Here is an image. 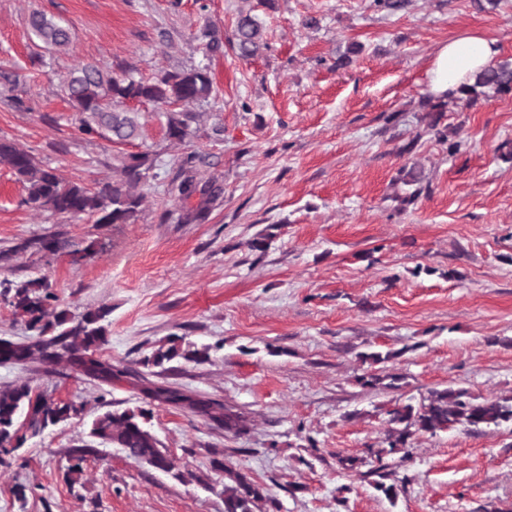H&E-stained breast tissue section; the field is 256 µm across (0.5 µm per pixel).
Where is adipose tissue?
Wrapping results in <instances>:
<instances>
[{"mask_svg":"<svg viewBox=\"0 0 512 512\" xmlns=\"http://www.w3.org/2000/svg\"><path fill=\"white\" fill-rule=\"evenodd\" d=\"M499 54L497 41L478 32L448 40L439 47L427 69L431 92L441 98L456 92L494 65Z\"/></svg>","mask_w":512,"mask_h":512,"instance_id":"adipose-tissue-1","label":"adipose tissue"}]
</instances>
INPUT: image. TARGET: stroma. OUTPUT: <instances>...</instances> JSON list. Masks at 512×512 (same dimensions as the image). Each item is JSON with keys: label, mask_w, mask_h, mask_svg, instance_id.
I'll return each instance as SVG.
<instances>
[{"label": "stroma", "mask_w": 512, "mask_h": 512, "mask_svg": "<svg viewBox=\"0 0 512 512\" xmlns=\"http://www.w3.org/2000/svg\"><path fill=\"white\" fill-rule=\"evenodd\" d=\"M256 3L0 0V137L64 179L110 181L120 151L81 139L61 95L87 63L146 76L207 64L216 95L200 109L224 126L221 140L201 130L174 146L148 122L130 150L156 153L157 177L135 224L58 223L22 206L21 183L0 164V279L47 276L77 314L110 307L99 355L128 370L106 385L57 364L0 363V387L26 381L78 408L0 462V512H224L218 461L264 485L279 512H512L510 427L418 434L408 458L375 456L395 403L447 386L512 397V93L448 101L434 127L426 78L438 47L466 31L496 39L512 61V0H405L397 11L274 0L261 12L268 47L244 60L228 44ZM36 11L73 26L70 52L35 37ZM207 25L227 44L210 58L194 39ZM191 151L221 196L181 224L166 187ZM50 233L88 254L48 261L22 249ZM261 238L266 247L252 248ZM177 337L209 345V361L147 365ZM371 352L386 361H365ZM372 374L396 376V388L363 385ZM145 379L244 412L248 432L151 404ZM137 407L152 408L151 429L187 481L100 443L68 485L89 422ZM381 462L396 500L367 474Z\"/></svg>", "instance_id": "obj_1"}]
</instances>
